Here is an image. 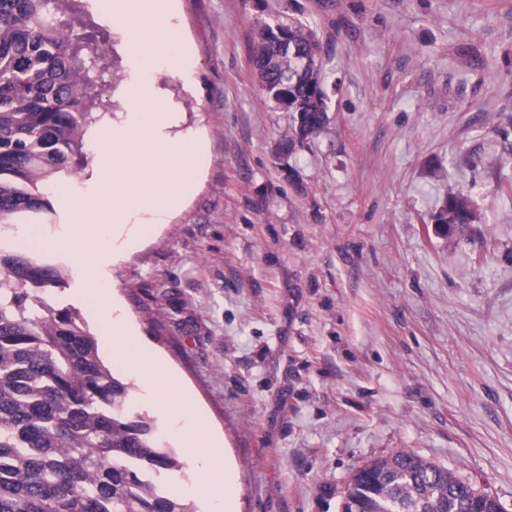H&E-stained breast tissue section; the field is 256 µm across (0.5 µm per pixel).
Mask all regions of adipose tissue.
Instances as JSON below:
<instances>
[{"label":"adipose tissue","instance_id":"1","mask_svg":"<svg viewBox=\"0 0 512 512\" xmlns=\"http://www.w3.org/2000/svg\"><path fill=\"white\" fill-rule=\"evenodd\" d=\"M113 17L125 22L130 47L145 57L166 53L172 70H179V35L169 22L168 0H112Z\"/></svg>","mask_w":512,"mask_h":512}]
</instances>
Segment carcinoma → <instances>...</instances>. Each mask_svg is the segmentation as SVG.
Returning a JSON list of instances; mask_svg holds the SVG:
<instances>
[{
	"instance_id": "cac0c4a2",
	"label": "carcinoma",
	"mask_w": 512,
	"mask_h": 512,
	"mask_svg": "<svg viewBox=\"0 0 512 512\" xmlns=\"http://www.w3.org/2000/svg\"><path fill=\"white\" fill-rule=\"evenodd\" d=\"M60 0H0V224H26L51 206L44 186L79 167L92 101L83 38L50 19ZM314 47L294 56L274 29ZM315 36L266 26L255 67L275 101L299 104L302 142L327 120ZM468 202L446 201L445 224L467 226ZM61 272L0 247V512H195L163 474L180 469L150 423L128 410V385L100 360L97 341L40 292ZM344 512H496L464 478L408 452L376 458L353 475Z\"/></svg>"
}]
</instances>
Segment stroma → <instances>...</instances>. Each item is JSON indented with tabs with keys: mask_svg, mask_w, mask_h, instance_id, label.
I'll return each instance as SVG.
<instances>
[{
	"mask_svg": "<svg viewBox=\"0 0 512 512\" xmlns=\"http://www.w3.org/2000/svg\"><path fill=\"white\" fill-rule=\"evenodd\" d=\"M187 65L134 55L106 0L84 33L99 125L145 84L203 134L195 195L108 275L224 439L226 512H341L366 462L415 453L512 512V0H171ZM319 42L328 121L304 145L251 62L265 24ZM465 231L433 229L448 194ZM60 269L44 297L90 316ZM132 413L172 425L118 358ZM170 490L213 512L191 461Z\"/></svg>",
	"mask_w": 512,
	"mask_h": 512,
	"instance_id": "obj_1",
	"label": "stroma"
}]
</instances>
